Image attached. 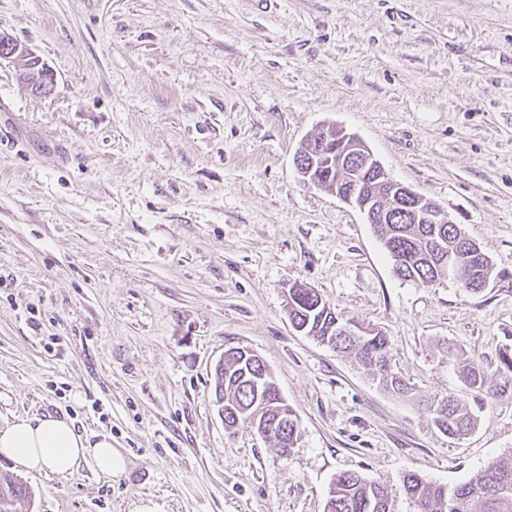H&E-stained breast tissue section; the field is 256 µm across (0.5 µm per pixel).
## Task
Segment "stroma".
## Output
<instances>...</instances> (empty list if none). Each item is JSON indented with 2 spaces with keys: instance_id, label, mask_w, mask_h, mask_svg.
Listing matches in <instances>:
<instances>
[{
  "instance_id": "1",
  "label": "stroma",
  "mask_w": 512,
  "mask_h": 512,
  "mask_svg": "<svg viewBox=\"0 0 512 512\" xmlns=\"http://www.w3.org/2000/svg\"><path fill=\"white\" fill-rule=\"evenodd\" d=\"M0 34L54 76L34 94L0 59V426L65 416L127 460L21 473L27 512H325L343 472L453 486L512 452V0H0ZM327 125L448 210L484 290L401 279L358 210L300 179ZM294 285L384 333L415 398L295 331ZM231 347L294 411L288 456L225 432ZM435 394L471 433L436 427ZM458 364L460 366V372L466 386L474 392L482 394L484 392L494 393L495 385H493V379L488 376L475 362L470 361L467 358H462L458 354L456 355ZM432 415L437 427L449 432L448 436L467 433L474 426L471 411L461 401L449 397L428 396L418 401ZM436 404L435 409H432Z\"/></svg>"
}]
</instances>
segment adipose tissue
<instances>
[{"mask_svg": "<svg viewBox=\"0 0 512 512\" xmlns=\"http://www.w3.org/2000/svg\"><path fill=\"white\" fill-rule=\"evenodd\" d=\"M0 456L29 472L50 470L60 475L90 466L97 474L117 476L126 467L125 457L109 437L92 441L76 433L65 417H20L0 426Z\"/></svg>", "mask_w": 512, "mask_h": 512, "instance_id": "obj_1", "label": "adipose tissue"}]
</instances>
